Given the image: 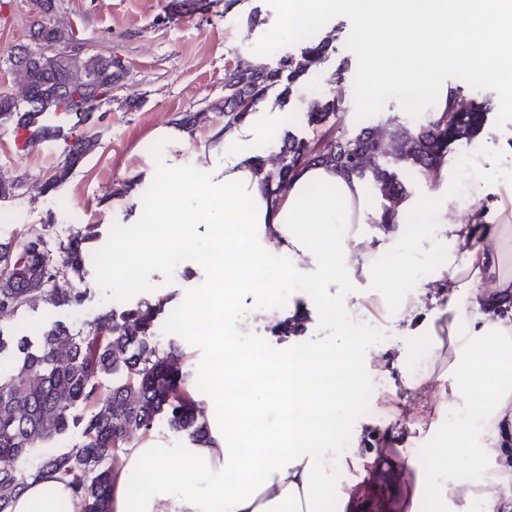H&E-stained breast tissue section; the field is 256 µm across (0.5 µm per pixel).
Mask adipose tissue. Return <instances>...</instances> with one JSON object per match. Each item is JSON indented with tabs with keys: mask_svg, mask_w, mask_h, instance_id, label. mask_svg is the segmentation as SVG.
<instances>
[{
	"mask_svg": "<svg viewBox=\"0 0 512 512\" xmlns=\"http://www.w3.org/2000/svg\"><path fill=\"white\" fill-rule=\"evenodd\" d=\"M281 113L257 108L227 131L220 145L224 174L195 186L189 204L160 205L153 231H139L144 245L178 244L194 250L211 272V328L201 343L213 356L206 366L213 403L224 407V429L207 444L185 448L186 461L209 462L208 473L188 472L171 485L164 468L173 451L140 438L128 449L112 484L113 512H357L355 483L331 484L347 459L336 452L342 423L326 408L330 398L348 400L365 374L386 361L364 355L358 343L324 349L309 356H270L260 350L239 352L224 362L226 313L239 291L257 287L259 267L287 257L278 285L302 279L315 291L330 281L351 286L375 279L382 260L426 239L454 243L441 260L436 281L448 300L437 307L430 286H422L391 311L396 322L419 323L434 337L430 366L414 382L420 407L453 410L459 422L451 438L463 466L481 473L476 490L443 479L448 458L436 455L416 472V480L440 474L431 484L442 512H461L459 500L479 497L486 512L512 507V184L490 191L486 174L491 146L472 156L469 182L458 185L451 162L431 174L447 189L414 202L404 201L394 222L367 202L363 180L334 164L301 166L279 196L263 189L251 161V147L268 128L282 124ZM427 213L428 224L413 226L409 211ZM220 231L206 248H197L194 225ZM239 250L250 262L230 272L215 255ZM152 470L146 486L131 481ZM234 472L231 487L223 476ZM81 497L69 477L49 472L30 479L13 499L10 512H80Z\"/></svg>",
	"mask_w": 512,
	"mask_h": 512,
	"instance_id": "1",
	"label": "adipose tissue"
}]
</instances>
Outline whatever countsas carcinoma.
<instances>
[{"instance_id": "1", "label": "carcinoma", "mask_w": 512, "mask_h": 512, "mask_svg": "<svg viewBox=\"0 0 512 512\" xmlns=\"http://www.w3.org/2000/svg\"><path fill=\"white\" fill-rule=\"evenodd\" d=\"M329 45L328 39L309 41L299 55L281 60L274 68L258 67L236 56L224 83V101L211 109L222 112L226 129L242 123L272 89L278 87L289 97L300 76L320 69ZM44 65L32 72L36 97L18 100L0 94V125L10 122L30 129L31 143L50 140L60 131L61 126L45 121L49 115L82 111L91 90L98 88L110 96L112 82L119 78L117 64L106 66L90 57L46 58ZM337 109L335 99L319 96L307 106L305 122L315 131L323 129ZM488 114L487 105L456 86L443 112H431L417 128L398 127L391 146L376 130L363 128L355 135L342 131L315 141L290 136L279 149L277 167L266 169L259 154L254 161L273 195L288 188L299 167L320 160L338 162L364 180L368 200H380V210L392 216L407 197L400 174L435 172L451 145L483 131ZM76 146L79 152L69 153L65 164L45 182L44 192L66 182L80 161L96 149L97 139L85 134L72 142L71 147ZM87 239L79 234L55 252L38 232L17 244L0 242V313L44 298L58 306L80 303L82 292L60 284L59 277L63 272L82 276ZM167 303L166 298L143 299L118 315L99 316L85 332L57 325L34 352L28 351L26 340L18 342L25 352L22 365L0 374V512H7L29 479L48 470L72 479L81 492V512H112V462L129 447L132 433L148 435L163 420L173 434L192 441L209 435V421L188 391L190 373L182 350L174 345L163 350L153 342ZM109 375L112 386L104 389L101 379ZM78 404L88 407V415L79 420L81 446L62 454L37 452L38 442L69 428L71 409ZM30 460L31 466L27 465Z\"/></svg>"}]
</instances>
